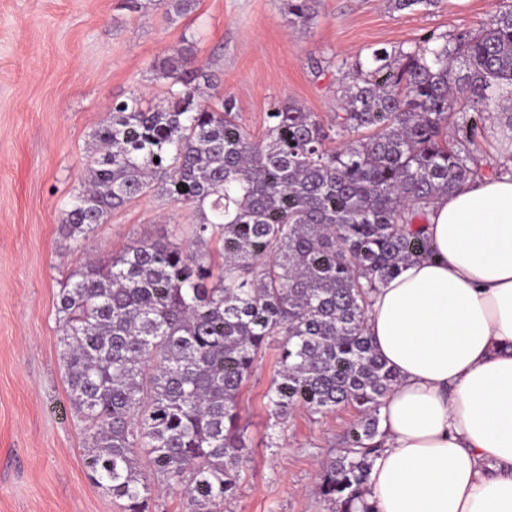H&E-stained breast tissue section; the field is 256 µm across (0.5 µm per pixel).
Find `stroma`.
I'll return each mask as SVG.
<instances>
[{
  "instance_id": "1",
  "label": "stroma",
  "mask_w": 512,
  "mask_h": 512,
  "mask_svg": "<svg viewBox=\"0 0 512 512\" xmlns=\"http://www.w3.org/2000/svg\"><path fill=\"white\" fill-rule=\"evenodd\" d=\"M512 0H439L393 10L389 0H318L316 18L291 34L285 0H196L176 14L166 0H0V512H117L88 476L84 424L67 397L56 304L80 254L62 233L82 184L87 141L113 104L141 94L164 104L162 58L190 45L189 70L207 72L232 99L253 139L266 114L295 101L327 119L343 71L369 50L469 34ZM326 64L315 73L314 61ZM191 206L152 193L113 210L93 234L107 262L139 239H169ZM267 349L242 391L247 426L242 481L224 512H327L314 493L319 461L338 454L354 406L297 408L267 447L263 400L276 371Z\"/></svg>"
}]
</instances>
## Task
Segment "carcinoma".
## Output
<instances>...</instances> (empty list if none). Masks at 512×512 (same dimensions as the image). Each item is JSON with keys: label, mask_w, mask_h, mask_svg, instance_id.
Segmentation results:
<instances>
[{"label": "carcinoma", "mask_w": 512, "mask_h": 512, "mask_svg": "<svg viewBox=\"0 0 512 512\" xmlns=\"http://www.w3.org/2000/svg\"><path fill=\"white\" fill-rule=\"evenodd\" d=\"M315 3L287 0L288 14L306 26ZM189 61L183 48L160 63L166 104L145 107L134 93L112 107L63 212V232L83 245L151 191L196 216L189 239L136 241L79 264L60 289L61 360L91 478L121 512H153L175 486L187 512H222L247 448L241 391L282 336L269 428L299 407L357 406L316 490L331 512H372L365 485L396 375L364 335L371 296L431 257L420 226L479 175L485 113L512 109V5L471 35L372 51L343 76L329 121L279 103L258 142L232 100L204 97L208 74L184 78Z\"/></svg>", "instance_id": "1"}]
</instances>
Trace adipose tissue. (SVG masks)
<instances>
[{
  "instance_id": "adipose-tissue-1",
  "label": "adipose tissue",
  "mask_w": 512,
  "mask_h": 512,
  "mask_svg": "<svg viewBox=\"0 0 512 512\" xmlns=\"http://www.w3.org/2000/svg\"><path fill=\"white\" fill-rule=\"evenodd\" d=\"M436 253L371 298L365 332L397 374L382 401L375 512H512V176L442 196Z\"/></svg>"
}]
</instances>
